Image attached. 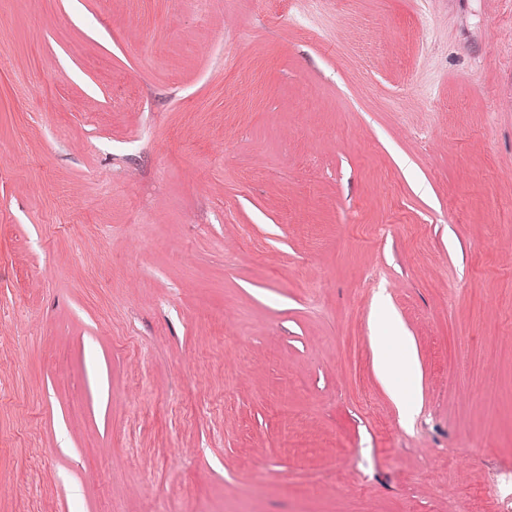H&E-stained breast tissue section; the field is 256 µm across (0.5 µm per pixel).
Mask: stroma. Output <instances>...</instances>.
<instances>
[{
  "mask_svg": "<svg viewBox=\"0 0 512 512\" xmlns=\"http://www.w3.org/2000/svg\"><path fill=\"white\" fill-rule=\"evenodd\" d=\"M493 463L512 0H0V512H478ZM375 364L380 375L387 379H392L397 364H400L404 369L411 368L413 364V355L408 348H404L400 351L397 360L394 361L390 358L383 347H379L375 357Z\"/></svg>",
  "mask_w": 512,
  "mask_h": 512,
  "instance_id": "stroma-1",
  "label": "stroma"
}]
</instances>
